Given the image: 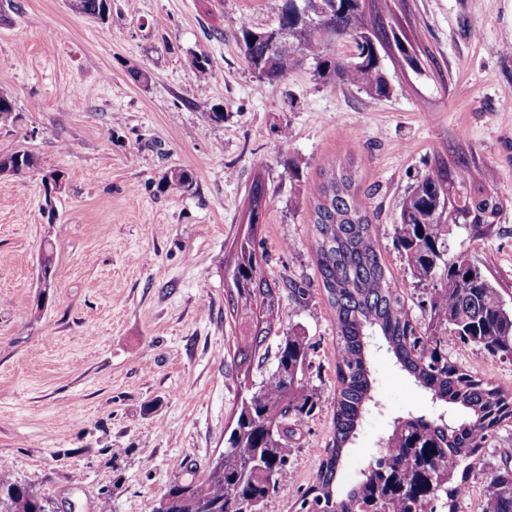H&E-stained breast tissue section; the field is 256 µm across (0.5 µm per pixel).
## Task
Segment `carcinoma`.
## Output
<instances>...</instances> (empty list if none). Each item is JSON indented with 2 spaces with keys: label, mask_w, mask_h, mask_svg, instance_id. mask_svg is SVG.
I'll return each instance as SVG.
<instances>
[{
  "label": "carcinoma",
  "mask_w": 512,
  "mask_h": 512,
  "mask_svg": "<svg viewBox=\"0 0 512 512\" xmlns=\"http://www.w3.org/2000/svg\"><path fill=\"white\" fill-rule=\"evenodd\" d=\"M73 11L101 22L111 0H70ZM388 0H283L277 27L281 35L273 59L260 77L276 82L313 55L318 77L336 80L371 99L389 97L386 61L416 74L434 62L397 23L385 21ZM360 40L358 56L343 57L337 45ZM249 66L259 65L266 46L254 31H237ZM13 99L0 98V126L16 123ZM38 167L25 150L0 149V171L22 175ZM321 181L309 216L310 249L326 292L328 315L336 330V394L332 437L313 483L298 499L297 512H456L466 488V472L481 463L479 452L512 423V394L474 377L448 360V339L512 362V307L481 267L461 254L448 256L453 229L473 236L496 231L504 200L485 176H476L465 154L437 160L405 197L393 225L394 242L414 278L430 288L421 308L422 327L395 286L378 247L366 195L353 164L323 161ZM262 180L247 195L246 231L234 240L229 272L228 311L235 334L233 364L243 375L234 425L224 438V452L201 479L176 482L153 512H263L266 501L284 490L278 475L288 466V439L313 409L309 344L293 328L282 337L273 370L251 389L249 376L259 351L278 335L282 290L298 303L311 293L293 281L269 278L257 224L264 216ZM375 336L384 339L396 363L432 399L452 406L457 415L445 421L400 416L386 437L387 452L377 457L358 483L345 491L336 485L347 449L373 401L367 351ZM0 512H49V500L8 478L0 468ZM483 512H512V466L504 459L491 467L484 488Z\"/></svg>",
  "instance_id": "cac0c4a2"
}]
</instances>
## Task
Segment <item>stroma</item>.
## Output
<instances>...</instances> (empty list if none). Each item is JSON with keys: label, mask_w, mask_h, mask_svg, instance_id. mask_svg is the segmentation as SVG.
Here are the masks:
<instances>
[{"label": "stroma", "mask_w": 512, "mask_h": 512, "mask_svg": "<svg viewBox=\"0 0 512 512\" xmlns=\"http://www.w3.org/2000/svg\"><path fill=\"white\" fill-rule=\"evenodd\" d=\"M282 5L112 0L102 23L69 0H0V91L19 115L0 126V146L39 159L38 170L0 176V460L54 512H152L171 484L204 476L223 453L240 392L226 268L255 178L267 192L258 237L268 273L311 291L303 305L282 298L279 327L305 332L314 386L265 512H296L333 431L336 333L308 220L322 160L354 164L380 251L420 319L424 290L392 226L428 166L459 147L474 155L508 204L497 233H458L451 251L486 267L512 306V0L396 8L437 67L395 74L380 100L315 79L309 64L259 79L234 28L271 29ZM181 169L190 187L169 185ZM55 170L65 185L49 201L42 177ZM48 247L46 288L37 260ZM448 356L512 392V362L460 343ZM370 366L375 402L338 474L345 487L378 457L394 418L441 411L382 341Z\"/></svg>", "instance_id": "obj_1"}]
</instances>
